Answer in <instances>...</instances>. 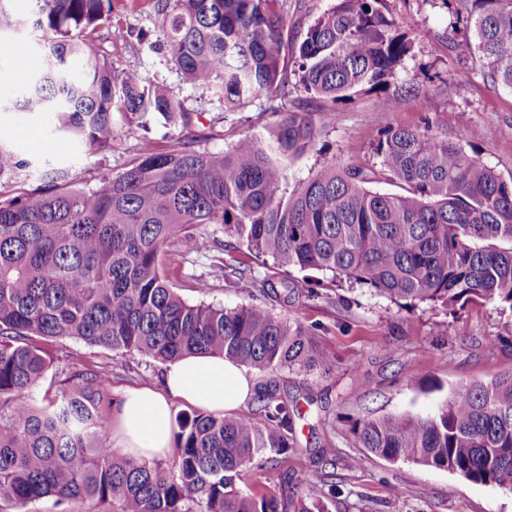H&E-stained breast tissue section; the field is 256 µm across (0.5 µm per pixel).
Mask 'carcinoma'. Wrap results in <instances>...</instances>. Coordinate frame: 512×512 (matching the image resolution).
<instances>
[{
	"label": "carcinoma",
	"mask_w": 512,
	"mask_h": 512,
	"mask_svg": "<svg viewBox=\"0 0 512 512\" xmlns=\"http://www.w3.org/2000/svg\"><path fill=\"white\" fill-rule=\"evenodd\" d=\"M0 0V76L22 24L40 32L27 79L0 112L44 118L77 149L103 151L118 135L113 114L145 128L156 119L188 128L192 113L170 89L136 69L118 70L92 33L112 20V0H32L26 19ZM386 0H334L297 37L286 0H156L154 28L168 62L226 112L264 100L277 116L267 137L245 136L226 151L188 140L158 152L147 139L116 174L73 186L52 168L32 193L0 197V509L29 512L50 499L61 512L93 501L100 512H290L293 477L279 495H244L236 478L266 453L296 448L297 401L269 385L256 408L231 416L176 415L177 459L169 466L107 444L114 399L103 372L65 374L35 398L52 366L43 344L74 339L166 364L186 355L223 356L260 372L305 369L315 331L261 302L235 308L190 303L160 268L177 244L209 249L198 228L224 226L257 258L365 285L396 302L452 308L498 303L512 310V181L434 133L430 122L378 133L379 165L324 166L290 182L288 167L318 135L310 112H290L288 66L298 88L334 102L386 87L413 48L408 25ZM466 30L453 41L477 57L483 76L512 90V0H462ZM28 161L0 141V182ZM402 189L382 193L373 185ZM234 289L277 293L274 282L220 258ZM358 447L381 459L448 470L512 493V374L452 388L428 416L394 413L351 421ZM265 460V459H263ZM270 463V460H265ZM316 501L336 498L328 475L297 483Z\"/></svg>",
	"instance_id": "1"
}]
</instances>
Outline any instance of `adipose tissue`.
Listing matches in <instances>:
<instances>
[{
    "mask_svg": "<svg viewBox=\"0 0 512 512\" xmlns=\"http://www.w3.org/2000/svg\"><path fill=\"white\" fill-rule=\"evenodd\" d=\"M255 393L238 363L213 355L169 362L160 389L127 388L114 400L112 446L143 460L166 458L173 450L172 409L182 404L214 413L238 410Z\"/></svg>",
    "mask_w": 512,
    "mask_h": 512,
    "instance_id": "obj_1",
    "label": "adipose tissue"
}]
</instances>
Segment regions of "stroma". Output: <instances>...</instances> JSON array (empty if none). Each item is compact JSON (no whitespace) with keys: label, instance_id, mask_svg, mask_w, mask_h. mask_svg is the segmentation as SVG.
Here are the masks:
<instances>
[{"label":"stroma","instance_id":"stroma-1","mask_svg":"<svg viewBox=\"0 0 512 512\" xmlns=\"http://www.w3.org/2000/svg\"><path fill=\"white\" fill-rule=\"evenodd\" d=\"M393 17L413 27L414 47L386 90L362 91L347 100L309 99L299 88L288 95V108L334 120L319 128L314 146L291 166V179L307 178L326 165L378 163L374 142L388 126L416 128L431 121L439 134L459 142L467 153L512 179V90L483 78L476 58L458 54L448 43L452 20L443 0H386ZM153 0H117L110 24L100 27L96 42L119 69L134 67L153 83L166 86L194 112L189 129L153 123L149 130L120 128L111 149L81 154L67 140L51 134L37 116L0 112V139L24 152L29 165L19 179L0 186V194L16 196L43 187L48 167H68L75 184L92 186L100 173L121 171L136 155L142 139L158 151L176 140L193 137L200 149H228L245 136L262 137L273 121L258 104L226 112L199 96L167 62L161 41L141 40L151 28ZM456 77L447 92L448 77ZM385 109H377V100ZM213 243L206 253L180 258L175 251L161 257V265L179 293L190 301L204 300L227 308L248 303L249 294L225 287L213 259L225 248H237L222 227L206 228ZM238 250L244 265L260 277L294 278L303 293L294 303L266 296L272 311L314 329L319 362L302 370L252 371L256 387L268 383L299 401L298 452L278 459L267 471L248 469L237 481L250 494L256 483L275 484L279 473L298 478L320 477L331 471L344 493L329 504V512H512V494L472 483L445 470L411 462H388L358 447L350 421L391 413L424 416L436 410L458 384L490 381L512 372V337L502 327L512 312L497 304H469L452 309L432 303L414 306L395 302L370 288L332 279L315 272L272 267ZM54 368L41 389L56 387L64 372L92 366L108 373L111 390L160 385L164 365L129 359L112 350L76 340L53 345ZM356 468H346L349 458Z\"/></svg>","mask_w":512,"mask_h":512}]
</instances>
